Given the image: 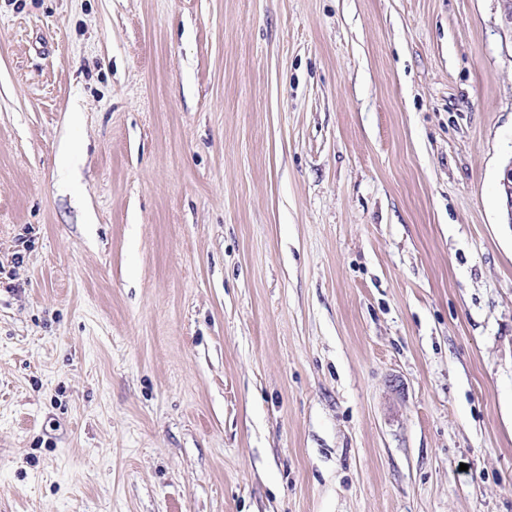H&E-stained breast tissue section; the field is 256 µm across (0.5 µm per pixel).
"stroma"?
Wrapping results in <instances>:
<instances>
[{"instance_id": "obj_1", "label": "stroma", "mask_w": 512, "mask_h": 512, "mask_svg": "<svg viewBox=\"0 0 512 512\" xmlns=\"http://www.w3.org/2000/svg\"><path fill=\"white\" fill-rule=\"evenodd\" d=\"M501 0H0V512H512Z\"/></svg>"}]
</instances>
